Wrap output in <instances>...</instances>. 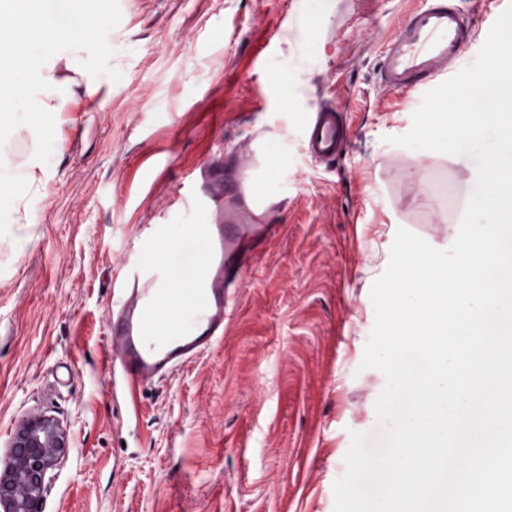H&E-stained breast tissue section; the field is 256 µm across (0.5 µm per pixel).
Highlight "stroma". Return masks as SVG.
Listing matches in <instances>:
<instances>
[{
    "label": "stroma",
    "instance_id": "obj_1",
    "mask_svg": "<svg viewBox=\"0 0 512 512\" xmlns=\"http://www.w3.org/2000/svg\"><path fill=\"white\" fill-rule=\"evenodd\" d=\"M410 0H119L108 35L121 81L78 75L49 162L25 131L7 149L30 177L0 236V464L27 417L66 431L39 512H334L355 432L376 427L384 374L361 369L370 290L398 228L448 247L469 157L389 144L422 95L382 94L377 62ZM512 0H460L471 64ZM347 112L334 163L307 118ZM252 133L280 231L236 293L222 341L128 392L103 369L113 289L133 260L181 268L208 223L191 177ZM169 239L148 249L147 225Z\"/></svg>",
    "mask_w": 512,
    "mask_h": 512
}]
</instances>
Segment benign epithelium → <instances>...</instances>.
Instances as JSON below:
<instances>
[{
  "mask_svg": "<svg viewBox=\"0 0 512 512\" xmlns=\"http://www.w3.org/2000/svg\"><path fill=\"white\" fill-rule=\"evenodd\" d=\"M67 448L65 430L51 418L24 420L0 470V512H38L48 471Z\"/></svg>",
  "mask_w": 512,
  "mask_h": 512,
  "instance_id": "benign-epithelium-1",
  "label": "benign epithelium"
}]
</instances>
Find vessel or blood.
Masks as SVG:
<instances>
[{"label":"vessel or blood","mask_w":512,"mask_h":512,"mask_svg":"<svg viewBox=\"0 0 512 512\" xmlns=\"http://www.w3.org/2000/svg\"><path fill=\"white\" fill-rule=\"evenodd\" d=\"M473 28L471 15L457 0H422L382 46L381 86L410 94L446 75L462 56ZM348 129L345 112L319 106L307 123L311 155L335 161L347 146ZM260 153V146L248 137L225 150L223 166L202 172L195 196L215 206L199 234L203 252L189 274H173L161 264L129 267L105 330L113 381L131 387L160 379L226 335L236 290L246 271L261 261L276 230L269 222L276 203L253 193ZM197 301L204 307L192 329H185L182 312L186 303Z\"/></svg>","instance_id":"1"}]
</instances>
